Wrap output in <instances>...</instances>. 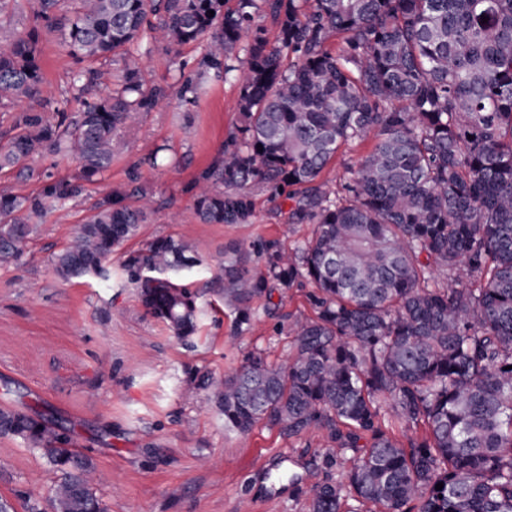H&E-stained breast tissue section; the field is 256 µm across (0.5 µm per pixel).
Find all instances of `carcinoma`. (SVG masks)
<instances>
[{
    "label": "carcinoma",
    "mask_w": 512,
    "mask_h": 512,
    "mask_svg": "<svg viewBox=\"0 0 512 512\" xmlns=\"http://www.w3.org/2000/svg\"><path fill=\"white\" fill-rule=\"evenodd\" d=\"M228 3L34 0L35 25L0 45V101L35 102L0 132V170L27 179L31 160L62 154L86 179L106 171L121 129L170 95L144 87L127 47L146 26L170 48L212 33L175 95L192 105L205 77L231 80L239 124L196 180L197 218L248 223L247 187L258 183L291 201L286 223L315 225L289 252L268 246L260 269L249 267L244 247L224 249V295L241 332L271 285H314V317L292 330L288 364L252 354L224 378V427L246 434L264 422L290 436L313 427L338 451L363 447L347 484L313 490L310 512H344L348 494L371 505L367 512H412L413 502L417 512H512V0ZM262 15L277 28L275 45ZM42 28L79 61L123 59L113 90L98 91L101 71L80 72L83 108L67 125L44 115ZM370 136L358 169L339 190L326 189L318 178L340 147ZM81 193L61 181L34 196L1 192L0 263L19 255L30 225ZM145 217V207L105 196L56 256L58 274L101 272ZM187 252L183 241L158 238L126 265L143 305L180 337L194 331L192 292L142 272L178 270L194 262ZM430 258L457 273L453 282L433 280ZM381 398L413 429L407 444L384 428ZM0 434L53 446L52 512L98 505L91 464L67 440L2 409Z\"/></svg>",
    "instance_id": "cac0c4a2"
}]
</instances>
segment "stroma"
Returning <instances> with one entry per match:
<instances>
[{"label": "stroma", "instance_id": "stroma-1", "mask_svg": "<svg viewBox=\"0 0 512 512\" xmlns=\"http://www.w3.org/2000/svg\"><path fill=\"white\" fill-rule=\"evenodd\" d=\"M45 97L67 99L65 113L47 109L51 122L72 120L81 109L70 97L82 64L56 36L41 33ZM206 40L169 49L142 38L130 51L141 59L145 87L176 89L193 73ZM238 122L237 89L208 79L197 104L176 97L139 113L113 148L105 173L83 180L74 160L36 159L26 180L0 171V190L38 193L45 174L82 180L81 196L33 225L22 254L0 265V409L28 414L65 433L73 450L92 462L90 487L104 512H309L313 487L344 481L354 457H330L316 429L291 436L257 424L249 434L225 429L216 392L225 375L254 352L287 361L289 329L312 316L309 284L272 288L254 303L255 317L237 332L224 302V249L238 243L252 266L266 245L286 247L311 237L313 227L286 228L282 200L260 185L252 189L247 224H203L193 212L194 181L219 157ZM372 140L342 148L320 175L337 189L368 155ZM112 192L127 203L151 202L133 236L115 248L104 274L62 278L54 258L69 246L90 208ZM161 237L187 242L194 266L173 272L195 295L196 331L179 338L146 312L124 265ZM60 482L42 454L23 438L0 436V497L15 512L48 506Z\"/></svg>", "mask_w": 512, "mask_h": 512}]
</instances>
